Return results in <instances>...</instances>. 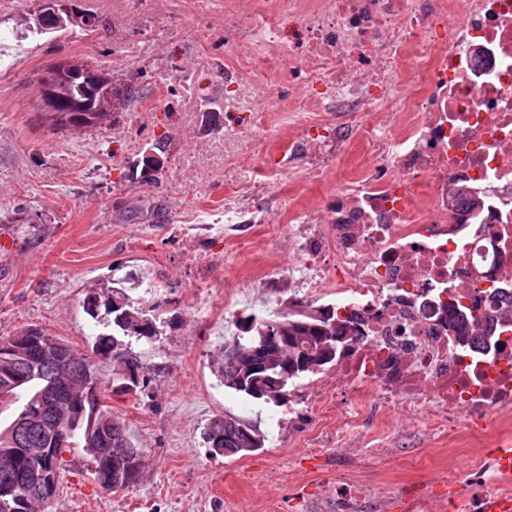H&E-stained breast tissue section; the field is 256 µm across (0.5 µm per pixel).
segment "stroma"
<instances>
[{"label":"stroma","mask_w":512,"mask_h":512,"mask_svg":"<svg viewBox=\"0 0 512 512\" xmlns=\"http://www.w3.org/2000/svg\"><path fill=\"white\" fill-rule=\"evenodd\" d=\"M39 5L0 0L10 63L0 68V226L15 243L0 253V339L38 328L89 350L100 327L84 310L87 287L114 281L152 309L159 331L131 345L150 372L144 387L113 392L111 369H101L100 400L145 449L146 476L129 490H105L74 449L48 512H325L320 481L341 474L343 451H306L314 421L274 425L280 406L224 387L216 360L236 319L287 307L286 263L296 252L288 225L326 198L334 175L283 180L250 200L266 223L225 228V194L242 189L254 165L279 158L295 129L275 110L261 131L207 118L203 96H224L222 0L179 9L167 0H79L104 26L34 39L25 19ZM62 59L110 70L116 88L136 85L145 98L117 104L108 124L54 129L35 82ZM162 134L169 155L156 180L131 182L130 164ZM243 277L261 295L240 298L215 320L196 307L200 298L222 303ZM224 414L243 416L265 436L263 448L211 454L203 429ZM394 424L397 457L369 462L379 495L395 499L400 484L424 480L437 489L449 467L467 466L455 450L431 447L420 420L398 415Z\"/></svg>","instance_id":"35a3bbf8"}]
</instances>
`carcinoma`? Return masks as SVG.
<instances>
[{"label":"carcinoma","instance_id":"1","mask_svg":"<svg viewBox=\"0 0 512 512\" xmlns=\"http://www.w3.org/2000/svg\"><path fill=\"white\" fill-rule=\"evenodd\" d=\"M61 106L52 113L54 125L65 128L71 124L99 123L110 116L95 112L97 94L90 80L83 74H69L57 88ZM457 197L465 210L479 215L484 209L481 197L459 187L449 190L448 198ZM104 310L106 326L111 332L96 334L91 353L79 352L64 345V355L52 374L27 362L18 364L16 376L0 371V404L9 406L25 395L24 403L12 422L0 429V449L21 448L18 467L10 482L18 485L19 496H24L20 485L33 474L43 471L60 473L65 463L63 454L80 448L95 460L98 448H126L133 456L134 465L120 473H112V484L104 489L123 491L135 486L147 465L146 453L137 447L125 420L114 414L110 406L101 403V385L98 367L112 366V374L119 382L117 391L131 393L148 380V370L130 356L129 340L146 336L140 317L141 309L122 287L93 288L88 296L86 313L93 319ZM501 322L498 314H485L479 302L469 307H448V324L460 344L475 343L490 335L494 325ZM236 332L224 342L217 373L226 381L225 387L251 398L255 394L246 386L251 375L250 363L243 356L251 343L259 340L267 329H278L288 337V346L280 350L276 363L288 362L292 375L282 379L280 369L262 368L266 402L284 404L290 388L302 377L334 365L340 352H346L360 333L354 317L343 320L331 308H322L309 302L293 301L288 308L270 317L251 315L235 324ZM223 435L224 448L220 455L244 456L256 451L247 443L246 435L258 432L245 420L230 414L216 417L207 430ZM52 448L47 454L44 449Z\"/></svg>","mask_w":512,"mask_h":512}]
</instances>
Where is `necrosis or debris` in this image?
Segmentation results:
<instances>
[{"label": "necrosis or debris", "instance_id": "obj_1", "mask_svg": "<svg viewBox=\"0 0 512 512\" xmlns=\"http://www.w3.org/2000/svg\"><path fill=\"white\" fill-rule=\"evenodd\" d=\"M243 41L256 51L225 57L224 84L260 77L269 96L243 113L225 98V126L262 129L279 100L299 128L274 166L254 167V190L322 177L362 150L329 203L291 229V296L328 297L338 317L361 320L350 354L300 393L327 425L308 446L392 459L396 434L362 421L395 408L436 447L492 435L496 451L449 471L441 493L417 487L403 512H512V330L463 348L448 328L449 303L512 300V0H224V45ZM453 183L484 198L480 223L449 202ZM464 412L484 419L465 437ZM348 467L327 491L334 512H388L361 461ZM472 484L498 493L460 499Z\"/></svg>", "mask_w": 512, "mask_h": 512}]
</instances>
